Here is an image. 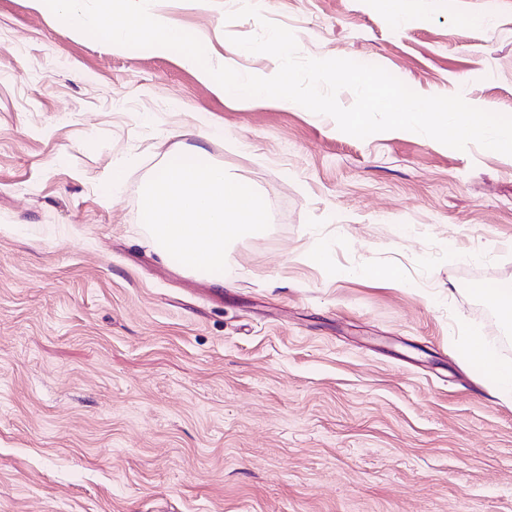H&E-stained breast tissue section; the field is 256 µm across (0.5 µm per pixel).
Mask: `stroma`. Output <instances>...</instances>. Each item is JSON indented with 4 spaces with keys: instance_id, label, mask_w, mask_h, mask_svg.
I'll list each match as a JSON object with an SVG mask.
<instances>
[{
    "instance_id": "35a3bbf8",
    "label": "stroma",
    "mask_w": 512,
    "mask_h": 512,
    "mask_svg": "<svg viewBox=\"0 0 512 512\" xmlns=\"http://www.w3.org/2000/svg\"><path fill=\"white\" fill-rule=\"evenodd\" d=\"M242 4L153 8L211 65L277 71L232 44L261 31L227 21ZM261 12L301 56L512 115V0ZM197 148L271 216L230 244L220 286L141 219L146 182ZM479 281L512 283V156L359 139L0 0V512H512V399L456 347L476 329L512 358Z\"/></svg>"
}]
</instances>
